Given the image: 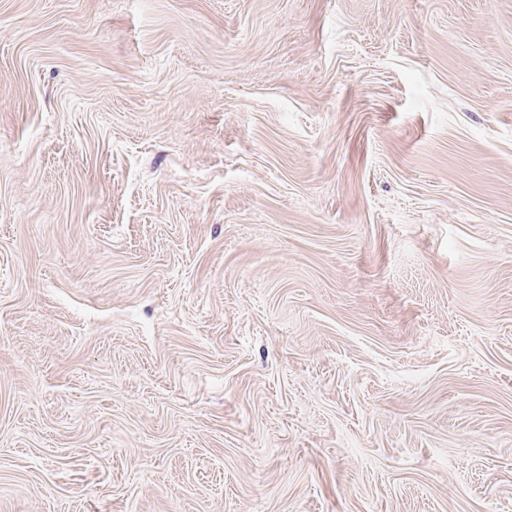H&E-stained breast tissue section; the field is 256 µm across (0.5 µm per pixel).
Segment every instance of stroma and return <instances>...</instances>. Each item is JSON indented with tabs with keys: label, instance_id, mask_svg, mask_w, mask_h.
<instances>
[{
	"label": "stroma",
	"instance_id": "obj_1",
	"mask_svg": "<svg viewBox=\"0 0 512 512\" xmlns=\"http://www.w3.org/2000/svg\"><path fill=\"white\" fill-rule=\"evenodd\" d=\"M0 512H512V0H0Z\"/></svg>",
	"mask_w": 512,
	"mask_h": 512
}]
</instances>
